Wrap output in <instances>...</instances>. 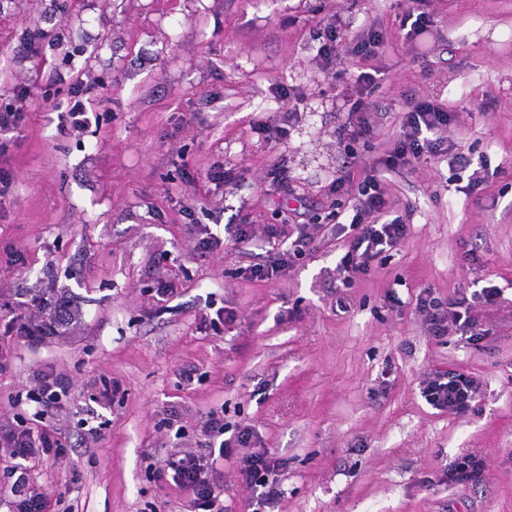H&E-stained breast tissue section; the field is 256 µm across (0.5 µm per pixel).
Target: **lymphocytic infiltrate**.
<instances>
[{
  "label": "lymphocytic infiltrate",
  "instance_id": "1",
  "mask_svg": "<svg viewBox=\"0 0 512 512\" xmlns=\"http://www.w3.org/2000/svg\"><path fill=\"white\" fill-rule=\"evenodd\" d=\"M383 43L382 37L370 31L350 40L333 26L325 27L318 50L325 70H333L343 45H351L363 58H374ZM376 77L369 72L356 78L357 96L348 110L343 136L350 142L346 149L348 158H356L354 142L372 132L370 116L378 109L370 99L368 87ZM455 115L447 105L429 99L409 102L403 113L402 132L383 152L382 156L364 171L357 185L350 221L355 235L341 259V270L347 276L370 274L374 261L384 252L398 248L404 241L408 226L396 215L384 190L387 175L401 167L419 162L428 156H438L448 140V128ZM78 312L69 298L58 299L41 320L33 325H22V339L31 344L43 342L50 336H63L76 322ZM478 391L475 378L456 372L434 370L423 381L421 395L427 404L439 411L464 414L472 410ZM204 454L192 452L171 455L156 469L157 478L172 477L186 495L190 512H224V504L210 477L217 458L235 457L240 477L252 491L255 512L272 506L280 495L270 480L281 466L279 459L267 452L251 451L254 432L251 428L230 429L221 412L209 411L201 427ZM0 450L14 459L17 478L10 488L14 498V512H47V501L42 493L30 490L24 473L26 460L49 452L63 457L64 444L57 430L51 427L34 432L14 427L0 434Z\"/></svg>",
  "mask_w": 512,
  "mask_h": 512
}]
</instances>
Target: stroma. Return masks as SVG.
<instances>
[{
	"label": "stroma",
	"mask_w": 512,
	"mask_h": 512,
	"mask_svg": "<svg viewBox=\"0 0 512 512\" xmlns=\"http://www.w3.org/2000/svg\"><path fill=\"white\" fill-rule=\"evenodd\" d=\"M408 0H0V104L33 92L0 141V427L31 417L12 397L36 373L70 381L55 425L66 462L27 464L47 512H184L186 496L154 468L198 450L210 409L248 425L286 459L275 512H512V0H428L431 32L404 41ZM382 34L370 60L317 57L321 23ZM63 36L60 46L44 39ZM376 69L380 110L361 165L338 129L355 77ZM90 84V121L66 114L68 88ZM281 87L303 92L299 104ZM457 115L451 155L494 171L473 193L449 157L393 173L388 198L409 211L404 244L344 282L352 236L328 215L330 187L363 178L400 133L406 101ZM296 109L280 141L255 133L263 112ZM284 157L291 179L272 185ZM223 181L211 180L213 166ZM223 233L249 224L251 243L195 247L192 224ZM279 229L277 237L267 227ZM314 243L273 280L249 279L290 247ZM176 288L158 299L159 281ZM495 285L477 303L473 337L438 335L417 309ZM69 296L82 313L67 336L33 348L8 332L40 303ZM230 322H216L217 311ZM478 379L474 409L432 408L431 370ZM176 417L183 435L163 428ZM474 453L481 478L448 481Z\"/></svg>",
	"instance_id": "obj_1"
}]
</instances>
